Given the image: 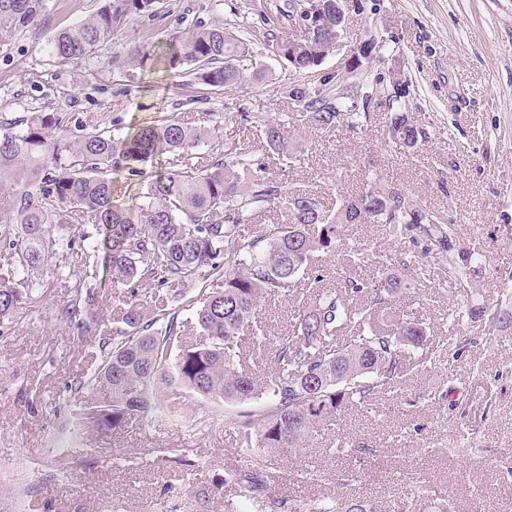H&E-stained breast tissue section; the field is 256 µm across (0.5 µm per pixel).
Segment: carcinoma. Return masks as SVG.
<instances>
[{
    "label": "carcinoma",
    "mask_w": 512,
    "mask_h": 512,
    "mask_svg": "<svg viewBox=\"0 0 512 512\" xmlns=\"http://www.w3.org/2000/svg\"><path fill=\"white\" fill-rule=\"evenodd\" d=\"M158 0H104L99 10L56 31L49 53L59 61L84 59L107 41L134 8L154 10ZM328 0L309 40L292 3L280 16L295 21L299 37L278 41L271 29L263 42L299 72L336 52V3ZM49 0H0V44L47 20ZM168 57L153 58L139 47L127 61L184 72L216 88L240 86L265 74L253 41L222 23L174 37ZM299 121L321 129L341 123L351 129L368 113L344 101L304 96ZM190 126L173 114L142 122L123 146L109 126L72 125L63 112L33 110L0 121V328L31 308L49 279L67 280L69 294L59 320L77 337L98 335V368L73 382L74 392L104 385L112 402L97 410L99 428L121 430L156 404L177 424L200 433L204 420L183 403L191 390L207 399L261 402L228 422L246 465L190 490L196 512H209L215 489L226 488L224 512H265L270 504L269 465L275 453L302 448L331 417L398 388L426 369L433 345L428 327L394 308L396 295L412 288L420 266L400 263L397 274L367 288L354 280L330 283L315 256L331 253L341 267L357 266L379 253L376 241L342 243L349 224H381L396 239L426 241L425 254L448 257L449 227L441 215L402 196L366 201V193L324 206L304 190L290 191L270 172L265 158L293 159L285 124L247 112L240 123L255 132L223 141L218 112ZM394 143L417 148L427 131L403 112H392ZM125 173L139 186L137 223L112 174ZM281 221L252 235L249 226L271 211ZM474 254L448 261V278L464 282ZM81 275L71 280V270ZM151 290L144 298L140 287ZM112 289V327L99 323L101 289ZM307 297L296 309L292 333L267 343L260 336L251 353L243 346L262 298ZM174 363L175 376L168 372ZM289 512H382L373 501L336 497L293 501Z\"/></svg>",
    "instance_id": "obj_1"
}]
</instances>
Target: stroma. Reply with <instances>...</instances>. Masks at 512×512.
Returning <instances> with one entry per match:
<instances>
[{"label": "stroma", "instance_id": "obj_1", "mask_svg": "<svg viewBox=\"0 0 512 512\" xmlns=\"http://www.w3.org/2000/svg\"><path fill=\"white\" fill-rule=\"evenodd\" d=\"M53 3L48 23L0 46V114L68 112L114 126L122 138L158 112L194 126L217 112L229 141L243 131L240 113L295 112L289 90L318 87L341 62L336 53L314 73H299L258 42L267 77L226 89L191 83L179 69L127 63L129 47L162 53L197 24L267 23L279 38L297 35L279 17L285 0H160L154 12H129L94 59L62 63L48 55L47 40L103 0ZM372 40L380 46L362 61L353 102L390 90L396 78L409 83V95L370 106L353 130H292L296 159L279 176L330 204L360 195L376 176L443 214L453 242L476 253L462 288L448 287L433 257L382 225L354 224L346 235L427 267L397 306L433 336L451 335L457 350L328 421L306 447L282 453L271 471L279 502L267 512H287L288 498L336 495L376 501L386 512L404 503L415 510L420 490L448 512H512V0H346V47ZM390 109L422 125L427 142L396 148ZM66 296L63 282L52 283L33 313L0 333V512H190V486L243 464L224 423L237 405L186 393L185 404L209 419L202 436L184 432L162 409L119 431L97 429L91 413L112 395L103 386L83 394L69 388L92 368L93 343L56 321ZM469 309L481 318L451 325L449 313ZM340 437L351 444L344 456L336 452ZM345 471L353 478L342 485Z\"/></svg>", "mask_w": 512, "mask_h": 512}]
</instances>
